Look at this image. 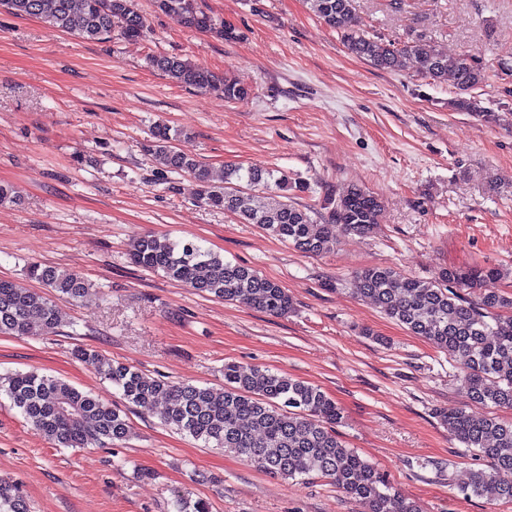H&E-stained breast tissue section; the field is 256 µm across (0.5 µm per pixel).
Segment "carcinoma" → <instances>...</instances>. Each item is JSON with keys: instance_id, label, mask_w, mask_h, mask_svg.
Listing matches in <instances>:
<instances>
[{"instance_id": "obj_1", "label": "carcinoma", "mask_w": 512, "mask_h": 512, "mask_svg": "<svg viewBox=\"0 0 512 512\" xmlns=\"http://www.w3.org/2000/svg\"><path fill=\"white\" fill-rule=\"evenodd\" d=\"M311 2L347 50L378 69L401 71L412 61L422 78L440 83L450 79L463 92L484 82L485 71L467 54L450 57L422 37L400 44L369 34L359 21L355 0ZM0 6L88 41L107 42L114 31L137 38L146 25L137 0H0ZM156 7L185 28L234 38V31L201 10L196 0H156ZM151 64L184 86L217 92L227 100L249 97L246 87L177 56H155ZM180 136V130L159 124L145 145L161 176L193 175L200 186V203L255 224L303 254L318 255L336 243L338 224L362 237L381 221L382 200L356 186L338 199L326 196L325 214L316 221L309 209L288 196V187L306 192L307 183L293 184L287 175L263 166L227 165L217 173L181 152L175 146ZM244 184H273L278 193L265 205L254 207L244 196ZM129 258L136 266L161 273L201 296L225 302L242 298L276 317L294 309L292 298L278 282L193 241L146 234L132 243ZM30 275L44 290L19 288L0 279V335L57 332V302H75L87 291L86 280L74 272L33 265ZM500 276L499 268L480 266L466 271L445 269L429 282L393 267H370L356 275L354 292L436 349L450 357H465L468 404L442 410L439 417L454 439L490 461V466L473 470L460 492L466 497L512 502V420L496 414L499 409L512 410V315L500 314L512 308V299L496 288ZM465 288L478 291V298L462 294ZM75 356L128 403H163L166 425L207 446L242 455L269 475L327 478L351 498L367 503L368 512H422L375 465L344 444L337 430L344 419L341 408L314 385L260 367L243 372L227 362L224 386L214 388L151 377L87 348L77 349ZM2 393L59 448H100L123 443L131 435L127 416L111 403L36 369L0 376ZM173 508L174 512H209V504L192 498L187 489L176 492ZM0 512H31L17 484L0 480Z\"/></svg>"}]
</instances>
